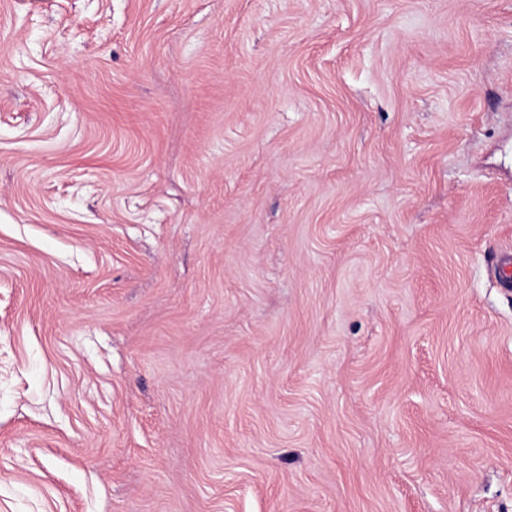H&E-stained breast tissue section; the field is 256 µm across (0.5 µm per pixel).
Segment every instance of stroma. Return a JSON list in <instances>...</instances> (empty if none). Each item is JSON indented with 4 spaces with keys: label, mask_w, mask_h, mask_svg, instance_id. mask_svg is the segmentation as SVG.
Here are the masks:
<instances>
[{
    "label": "stroma",
    "mask_w": 512,
    "mask_h": 512,
    "mask_svg": "<svg viewBox=\"0 0 512 512\" xmlns=\"http://www.w3.org/2000/svg\"><path fill=\"white\" fill-rule=\"evenodd\" d=\"M512 0H0V512H512Z\"/></svg>",
    "instance_id": "obj_1"
}]
</instances>
